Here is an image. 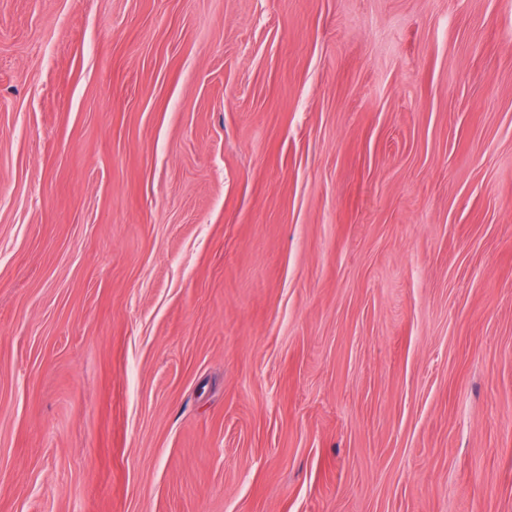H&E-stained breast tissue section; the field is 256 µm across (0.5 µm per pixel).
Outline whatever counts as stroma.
Segmentation results:
<instances>
[{
	"label": "stroma",
	"mask_w": 512,
	"mask_h": 512,
	"mask_svg": "<svg viewBox=\"0 0 512 512\" xmlns=\"http://www.w3.org/2000/svg\"><path fill=\"white\" fill-rule=\"evenodd\" d=\"M0 512H512V0H0Z\"/></svg>",
	"instance_id": "1"
}]
</instances>
